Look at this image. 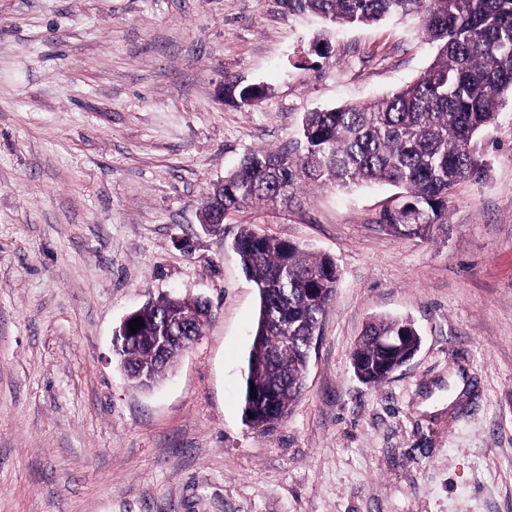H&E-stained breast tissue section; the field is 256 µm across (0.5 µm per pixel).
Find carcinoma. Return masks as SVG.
I'll return each mask as SVG.
<instances>
[{"mask_svg": "<svg viewBox=\"0 0 512 512\" xmlns=\"http://www.w3.org/2000/svg\"><path fill=\"white\" fill-rule=\"evenodd\" d=\"M336 25L371 24L416 17L437 49L419 78L370 102L309 112L292 146L244 156L209 199L224 213L254 204L286 209L304 184L349 190L363 183L401 189L377 223L396 236H433L448 216V198L466 179H479L486 163L473 140L493 123L512 93V0H288ZM264 87L224 83V98L250 108ZM233 248L260 299L248 360L242 416L248 427L270 435L302 395L310 350L333 300L340 269L333 257L243 226ZM196 301L163 296L133 312L144 325L119 342L115 355L136 387L162 378L185 350L168 324ZM406 321L370 322L352 355L356 375L380 385L416 349ZM407 335L387 349L380 336ZM256 394L249 395L250 386Z\"/></svg>", "mask_w": 512, "mask_h": 512, "instance_id": "carcinoma-1", "label": "carcinoma"}]
</instances>
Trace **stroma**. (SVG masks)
Returning <instances> with one entry per match:
<instances>
[{
  "mask_svg": "<svg viewBox=\"0 0 512 512\" xmlns=\"http://www.w3.org/2000/svg\"><path fill=\"white\" fill-rule=\"evenodd\" d=\"M435 55L418 21L330 27L288 0H0V512H512L511 99L433 237L376 224L387 184L199 222L244 155ZM235 78L265 99L222 100ZM245 224L341 270L305 392L269 435L242 418ZM166 294L212 316L164 383L132 389L113 332ZM379 317L421 345L370 386L351 354Z\"/></svg>",
  "mask_w": 512,
  "mask_h": 512,
  "instance_id": "obj_1",
  "label": "stroma"
}]
</instances>
